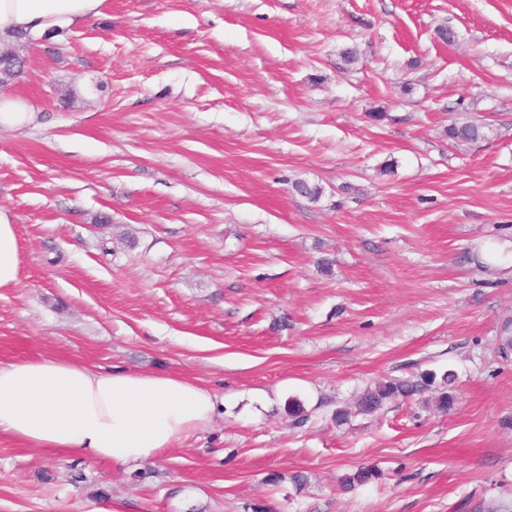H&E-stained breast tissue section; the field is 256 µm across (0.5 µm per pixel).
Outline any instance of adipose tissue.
Returning <instances> with one entry per match:
<instances>
[{"mask_svg": "<svg viewBox=\"0 0 512 512\" xmlns=\"http://www.w3.org/2000/svg\"><path fill=\"white\" fill-rule=\"evenodd\" d=\"M109 0H0V43L58 33L99 16ZM16 227L0 218V289L21 275ZM217 397L170 374L94 372L42 356L0 362V439L52 455L137 466L211 423Z\"/></svg>", "mask_w": 512, "mask_h": 512, "instance_id": "ef3b65f1", "label": "adipose tissue"}]
</instances>
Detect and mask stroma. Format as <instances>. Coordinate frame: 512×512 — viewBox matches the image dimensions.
<instances>
[{
    "mask_svg": "<svg viewBox=\"0 0 512 512\" xmlns=\"http://www.w3.org/2000/svg\"><path fill=\"white\" fill-rule=\"evenodd\" d=\"M20 52L0 95L38 119L0 132V362L174 373L224 407L140 483L1 439L0 512H512V253L476 265L512 242V0H109ZM455 120L492 132L456 146ZM449 369L448 413L332 420ZM21 250L16 225L0 215V289L14 288L20 282Z\"/></svg>",
    "mask_w": 512,
    "mask_h": 512,
    "instance_id": "35a3bbf8",
    "label": "stroma"
}]
</instances>
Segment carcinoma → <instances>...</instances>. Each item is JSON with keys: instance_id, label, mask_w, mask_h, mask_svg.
I'll return each mask as SVG.
<instances>
[{"instance_id": "carcinoma-1", "label": "carcinoma", "mask_w": 512, "mask_h": 512, "mask_svg": "<svg viewBox=\"0 0 512 512\" xmlns=\"http://www.w3.org/2000/svg\"><path fill=\"white\" fill-rule=\"evenodd\" d=\"M26 60L19 53L7 59H0V79L12 81L24 70ZM492 129L486 123L476 121L453 122L448 124L446 135L448 141L456 145L471 144L486 140ZM437 386V395L433 403L441 412L450 411L456 403V373L449 369L437 375L433 372L423 374L416 381L405 379H390L366 389L356 401V412L370 415L382 410L388 403L406 401L419 396L431 386ZM375 471L361 467L342 480L343 488L354 491L367 484Z\"/></svg>"}]
</instances>
